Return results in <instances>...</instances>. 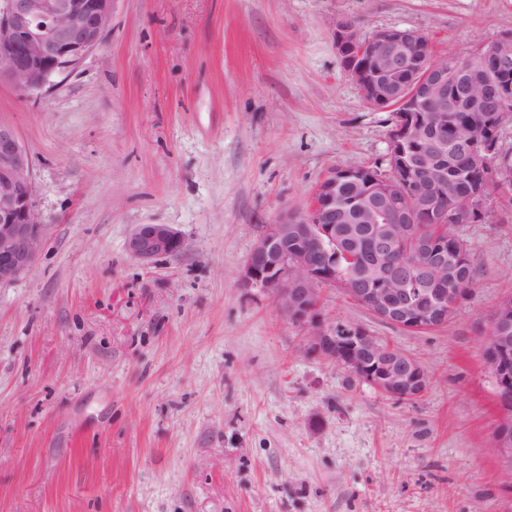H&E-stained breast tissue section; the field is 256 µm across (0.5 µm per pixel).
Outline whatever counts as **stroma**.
<instances>
[{
  "label": "stroma",
  "instance_id": "stroma-1",
  "mask_svg": "<svg viewBox=\"0 0 512 512\" xmlns=\"http://www.w3.org/2000/svg\"><path fill=\"white\" fill-rule=\"evenodd\" d=\"M410 28L435 55L512 36V0H114L101 44L41 94L0 83L48 226L0 286V512H512L483 362L512 297V214L461 224L475 288L412 333L338 289L326 313L414 357L384 396L305 356L238 271L334 168L385 163L393 114L342 68L337 20ZM141 224L180 252L142 265ZM182 248V238L167 224H141L126 242L129 255L145 266L160 257L179 252Z\"/></svg>",
  "mask_w": 512,
  "mask_h": 512
}]
</instances>
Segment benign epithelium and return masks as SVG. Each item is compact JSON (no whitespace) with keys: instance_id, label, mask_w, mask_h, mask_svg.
<instances>
[{"instance_id":"benign-epithelium-1","label":"benign epithelium","mask_w":512,"mask_h":512,"mask_svg":"<svg viewBox=\"0 0 512 512\" xmlns=\"http://www.w3.org/2000/svg\"><path fill=\"white\" fill-rule=\"evenodd\" d=\"M113 0H0V81L33 95L50 79L74 67L101 42L112 23ZM334 40L346 72L366 105L388 108L394 122L388 138L392 160L387 176L370 184L363 198V218L383 228L371 232L357 250L366 277L338 276L336 261L320 263L316 255L336 254V171L328 172L309 208L284 211L264 226L239 270L244 288L266 293L278 311L303 331L305 354L332 361L379 393L408 400L425 390L429 379L422 365L404 351L386 345L361 324L342 325L327 316L322 287L339 288L373 317L411 332L448 323L461 299L449 287L454 268L468 260L465 246L453 264L436 235L414 219L422 212L439 224H463L485 217L495 189L512 183V167L493 165L499 131L512 110V37L497 41L481 59L496 79L482 81L473 63L454 55L435 58L421 51L426 37L406 28L364 34L351 21L336 22ZM434 100L438 111L466 105L490 117L477 136L457 130L432 146L407 155L405 144L425 125L420 98ZM468 138L472 164L483 186L459 202L436 156ZM47 227L37 208L31 156L17 131L0 122V286L19 280L35 266ZM183 248L167 224H141L126 242L130 256L145 266ZM486 369L496 384L501 419L494 428V450L508 460L512 480V298L503 300L490 321L483 351Z\"/></svg>"}]
</instances>
